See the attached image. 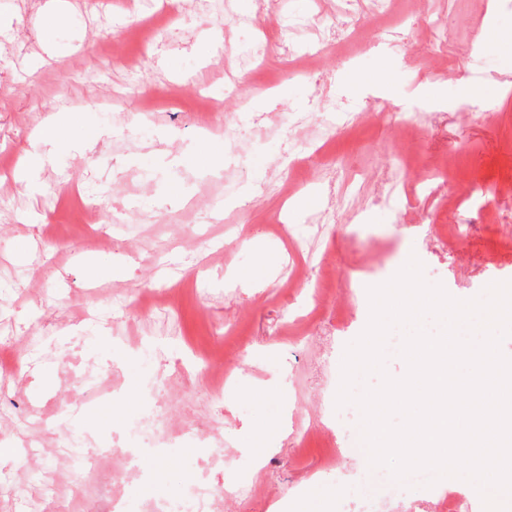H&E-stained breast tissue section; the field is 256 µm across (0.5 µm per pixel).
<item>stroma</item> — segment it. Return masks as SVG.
<instances>
[{
	"instance_id": "35a3bbf8",
	"label": "stroma",
	"mask_w": 512,
	"mask_h": 512,
	"mask_svg": "<svg viewBox=\"0 0 512 512\" xmlns=\"http://www.w3.org/2000/svg\"><path fill=\"white\" fill-rule=\"evenodd\" d=\"M405 44H380L363 0L355 25L336 0H0V323L12 350L40 338L50 360L0 392V512H33L28 491L55 472L54 512H88L107 487L70 488L59 438H111L169 372L166 424L185 419L224 433L215 485L254 479L256 495L226 499L224 512H340L377 503L406 512L435 493L400 484L378 492L372 470L351 455L352 476L323 482L316 467L332 444L359 441L360 411L337 410L346 345L364 330V295L349 283L388 281L413 254L427 282L468 300L512 280V41L469 49L487 23L512 30V0H417ZM303 24L289 29L288 19ZM276 39L283 56L332 51L322 69L256 70L248 51ZM481 86L471 99L464 85ZM371 100L392 113L336 136V98ZM51 112H68L67 141L36 137ZM416 135L400 136L407 122ZM44 155L39 190L22 178L21 148ZM447 166L428 187L410 185L400 151ZM304 168L289 170L292 157ZM371 181L358 208L338 202L341 173ZM300 188L283 201L278 184ZM329 223L317 224L323 211ZM384 255V266L368 263ZM333 289L316 311L318 284ZM175 288L176 312L126 311L124 297ZM214 350L236 365L234 387L211 391L194 353ZM80 352L125 390L109 407L81 411L67 431L47 413L78 386L59 366ZM264 392L255 400V392ZM271 428L263 467L249 439ZM195 455L169 449L151 461L150 485L118 495L129 512L149 498L177 497Z\"/></svg>"
}]
</instances>
